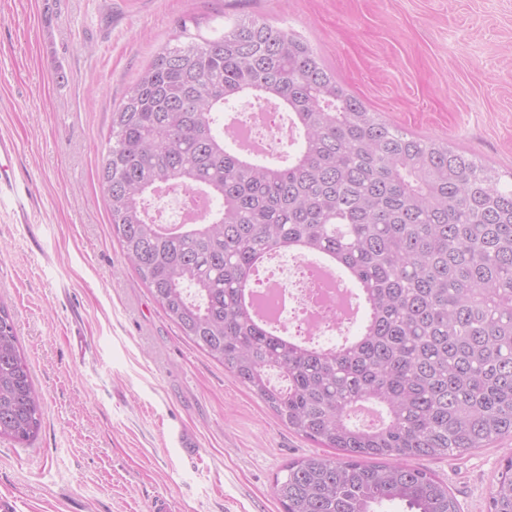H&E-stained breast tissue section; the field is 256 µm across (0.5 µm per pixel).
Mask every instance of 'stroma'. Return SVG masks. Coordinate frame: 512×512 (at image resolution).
Here are the masks:
<instances>
[{"mask_svg": "<svg viewBox=\"0 0 512 512\" xmlns=\"http://www.w3.org/2000/svg\"><path fill=\"white\" fill-rule=\"evenodd\" d=\"M242 15L304 37L366 107L512 176V0H0V138L32 224L0 208V302L43 394L38 439H0L19 512H283L274 478L318 447L168 319L126 260L97 176L112 112L182 27ZM195 437L187 457L173 435ZM507 438L418 459L487 512Z\"/></svg>", "mask_w": 512, "mask_h": 512, "instance_id": "obj_1", "label": "stroma"}]
</instances>
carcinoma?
Returning <instances> with one entry per match:
<instances>
[{
    "label": "carcinoma",
    "instance_id": "1",
    "mask_svg": "<svg viewBox=\"0 0 512 512\" xmlns=\"http://www.w3.org/2000/svg\"><path fill=\"white\" fill-rule=\"evenodd\" d=\"M181 37L112 112L99 180L126 259L184 336L289 430L339 451L283 467V512H460L410 461L512 436V181L369 111L294 31L246 16L213 38ZM253 100L291 114L288 157L245 154L224 126ZM173 181L209 196L201 222L149 219ZM285 251L347 274L368 308L358 335L310 345L252 316L242 289L258 259ZM275 369L287 385L271 383ZM368 401L385 421L351 424ZM41 414L0 304V438L30 444ZM488 512H512V452Z\"/></svg>",
    "mask_w": 512,
    "mask_h": 512
}]
</instances>
